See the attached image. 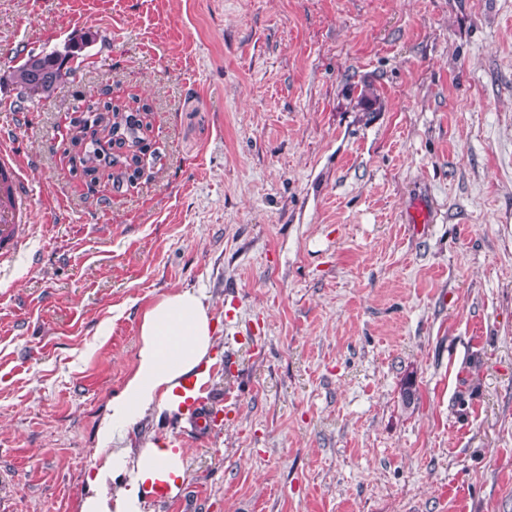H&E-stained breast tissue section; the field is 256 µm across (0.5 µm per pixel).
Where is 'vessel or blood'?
<instances>
[{
  "label": "vessel or blood",
  "instance_id": "vessel-or-blood-1",
  "mask_svg": "<svg viewBox=\"0 0 512 512\" xmlns=\"http://www.w3.org/2000/svg\"><path fill=\"white\" fill-rule=\"evenodd\" d=\"M30 193L11 151L0 149V254L12 255L25 241L29 226Z\"/></svg>",
  "mask_w": 512,
  "mask_h": 512
}]
</instances>
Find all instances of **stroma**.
Returning a JSON list of instances; mask_svg holds the SVG:
<instances>
[{
	"label": "stroma",
	"instance_id": "1",
	"mask_svg": "<svg viewBox=\"0 0 512 512\" xmlns=\"http://www.w3.org/2000/svg\"><path fill=\"white\" fill-rule=\"evenodd\" d=\"M89 33L19 100L28 54ZM100 101L150 106L137 178L83 172ZM0 142L32 197L0 260V512H80L142 314L182 289L223 419L125 428L184 450L151 512H512V0H0Z\"/></svg>",
	"mask_w": 512,
	"mask_h": 512
}]
</instances>
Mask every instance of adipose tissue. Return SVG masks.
Segmentation results:
<instances>
[{
    "label": "adipose tissue",
    "instance_id": "obj_1",
    "mask_svg": "<svg viewBox=\"0 0 512 512\" xmlns=\"http://www.w3.org/2000/svg\"><path fill=\"white\" fill-rule=\"evenodd\" d=\"M141 345L133 374L102 429L103 441L153 409L174 408L186 387L201 388L208 380L205 363L213 345V327L203 295L184 289L163 296L146 309L140 325ZM183 451L150 441L138 452L111 449L103 466L87 482L90 493L80 512H144L145 488L162 480L177 493L184 476ZM132 468L134 479L114 490L107 483L109 469Z\"/></svg>",
    "mask_w": 512,
    "mask_h": 512
}]
</instances>
